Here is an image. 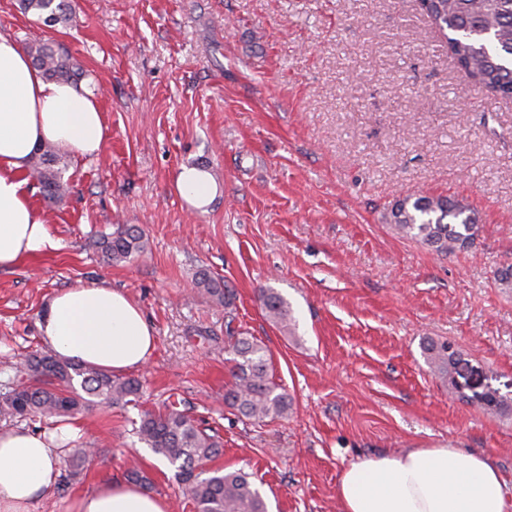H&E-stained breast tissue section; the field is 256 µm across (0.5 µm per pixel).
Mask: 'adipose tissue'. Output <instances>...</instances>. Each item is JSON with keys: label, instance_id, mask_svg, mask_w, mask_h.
Instances as JSON below:
<instances>
[{"label": "adipose tissue", "instance_id": "ef3b65f1", "mask_svg": "<svg viewBox=\"0 0 512 512\" xmlns=\"http://www.w3.org/2000/svg\"><path fill=\"white\" fill-rule=\"evenodd\" d=\"M48 143L98 155L105 123L97 100L84 86L46 80L23 47L0 34V269L58 247L23 179ZM176 187L199 210L218 193L206 170L189 165L179 168ZM39 329L50 351L115 374L144 365L155 348L140 308L101 285L55 293ZM78 433L71 424L0 429V512H31L58 483L62 442ZM336 498L341 512H512L496 463L448 447L362 457L343 470ZM67 512H168V504L138 485L105 481L74 493Z\"/></svg>", "mask_w": 512, "mask_h": 512}]
</instances>
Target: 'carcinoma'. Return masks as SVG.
I'll use <instances>...</instances> for the list:
<instances>
[{"mask_svg": "<svg viewBox=\"0 0 512 512\" xmlns=\"http://www.w3.org/2000/svg\"><path fill=\"white\" fill-rule=\"evenodd\" d=\"M18 2L23 13H36L46 27L65 26L75 13L72 0ZM420 6L445 37L448 54L458 67L470 70L480 89L512 98V0H421ZM27 53L49 80L76 84L83 77L82 68L46 39L28 43ZM59 163L56 146L47 144L40 148L31 170L44 199L50 202L62 200L67 190ZM390 221L398 232L445 255L471 247L479 232L469 208L443 195L399 199L391 207ZM148 247L147 235L137 224H119L99 242L103 257L113 264L140 257ZM196 285L214 304L232 307L233 293L224 279L201 269ZM260 298L268 320L293 332L288 302L272 288L260 290ZM229 339L233 384L224 394V405L258 422L287 415L290 399L287 393L277 392L266 347L241 332L229 333ZM424 354L431 369L444 378L458 362L457 350L446 340L428 341ZM140 388L135 378H119L49 352L35 353L0 389V420L70 417L94 407L127 403L138 396ZM138 433L154 452L178 465V479L196 512H268L250 474L210 467L220 455L221 437L215 431L207 432L187 413L175 406L148 412L141 418ZM87 456L85 448L69 454L67 478L79 475Z\"/></svg>", "mask_w": 512, "mask_h": 512, "instance_id": "obj_1", "label": "carcinoma"}]
</instances>
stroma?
<instances>
[{
  "mask_svg": "<svg viewBox=\"0 0 512 512\" xmlns=\"http://www.w3.org/2000/svg\"><path fill=\"white\" fill-rule=\"evenodd\" d=\"M0 34L58 44L106 126L99 155L64 152L62 201L26 185L59 246L0 270V384L45 351L47 302L79 283L123 291L156 338L131 372L135 402L76 415L95 453L33 512H66L134 462L170 512H195L136 433L173 399L220 435L215 466L254 474L269 512H339L345 466L408 448L485 453L512 491V412L476 400L512 404V288L494 279L512 264V99L477 91L418 0H77L73 25L53 28L0 0ZM184 164L220 187L207 211L176 189ZM417 194L469 204L474 246L444 255L397 234L390 208ZM119 224L149 250L111 265L98 241ZM202 268L232 309L195 286ZM263 288L288 300L293 334L266 318ZM232 330L269 350L285 417L225 407ZM430 338L457 347L451 380L431 371Z\"/></svg>",
  "mask_w": 512,
  "mask_h": 512,
  "instance_id": "stroma-1",
  "label": "stroma"
}]
</instances>
